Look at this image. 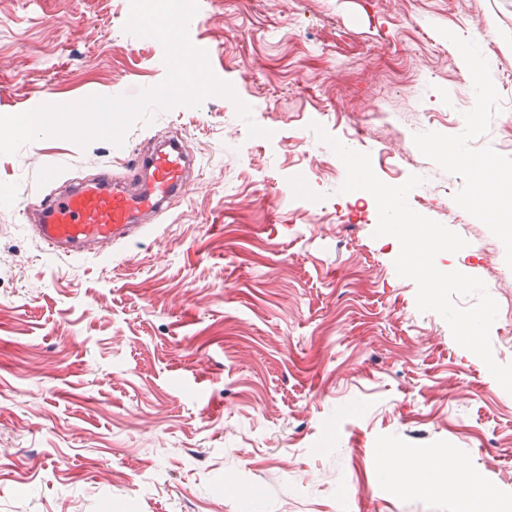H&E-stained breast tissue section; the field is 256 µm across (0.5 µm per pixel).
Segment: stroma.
<instances>
[{"mask_svg": "<svg viewBox=\"0 0 512 512\" xmlns=\"http://www.w3.org/2000/svg\"><path fill=\"white\" fill-rule=\"evenodd\" d=\"M123 9L0 0V114L158 85L164 49L126 33ZM188 34L270 137L225 147L242 119L210 97L119 147L0 156V512H458L451 459L512 512V394L418 310L398 241L340 193L345 167L312 129L387 184L422 176L416 212L490 240L464 265L512 362V225L474 216L478 174L431 148L494 158L512 185V0H200ZM169 129L199 178L152 233L73 260L28 231L55 188L44 170L122 176ZM389 454L438 461L433 487L385 476Z\"/></svg>", "mask_w": 512, "mask_h": 512, "instance_id": "1", "label": "stroma"}]
</instances>
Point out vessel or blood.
Instances as JSON below:
<instances>
[{
	"mask_svg": "<svg viewBox=\"0 0 512 512\" xmlns=\"http://www.w3.org/2000/svg\"><path fill=\"white\" fill-rule=\"evenodd\" d=\"M191 162L177 137L140 153L127 179L110 169L40 200L34 233L49 254L97 256L102 246L128 241L149 231L157 217L180 198L191 180Z\"/></svg>",
	"mask_w": 512,
	"mask_h": 512,
	"instance_id": "vessel-or-blood-1",
	"label": "vessel or blood"
}]
</instances>
